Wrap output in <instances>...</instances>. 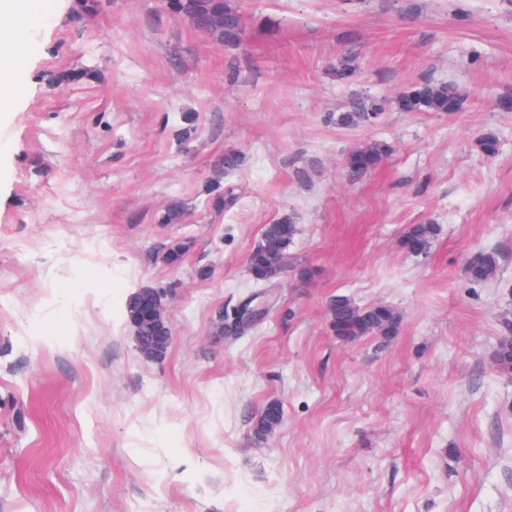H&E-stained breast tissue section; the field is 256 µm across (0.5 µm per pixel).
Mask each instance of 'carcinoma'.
I'll use <instances>...</instances> for the list:
<instances>
[{
    "label": "carcinoma",
    "mask_w": 512,
    "mask_h": 512,
    "mask_svg": "<svg viewBox=\"0 0 512 512\" xmlns=\"http://www.w3.org/2000/svg\"><path fill=\"white\" fill-rule=\"evenodd\" d=\"M164 6L171 12L189 19L196 15L209 14L215 18L224 17V29L213 26H200L204 33H215L220 40L227 43L239 41L243 34V16L238 7L227 0H163ZM464 94L457 88L445 83H421L403 93L395 101L402 112H455L460 109ZM380 115L379 108L373 106L362 112H344L338 117V123L344 126L361 121L372 122ZM384 148L373 145L359 148L349 153L346 159L347 175L358 179L374 169L381 161ZM243 163V156L237 151H226L217 164V177L207 189L208 203L216 211H229L237 204V197L231 191L221 189L223 174L238 169ZM185 205L179 200L172 201L159 217L161 224L179 221L184 214ZM439 227L436 224H410L403 233V246L409 253L421 255L429 250ZM297 234L294 217L285 215L264 227L261 242L251 251L248 258V271L253 282L270 284L280 274L288 270V245ZM187 250L184 242L170 243L162 254V261L171 267L182 262ZM498 255L494 251L483 252L469 261L464 274L473 283H485L493 279L498 270ZM150 288H143L128 299L125 311L132 326H140L144 336H167L169 330L165 325L151 324L146 316ZM331 326L341 340L349 337L381 336L383 338L396 334L400 324V314L385 305L358 306L350 297L337 295L330 299L327 306ZM495 353L498 368L512 373V344H500ZM282 407L272 403L263 408L259 414L254 431L259 435L268 432L269 423L282 419Z\"/></svg>",
    "instance_id": "carcinoma-1"
}]
</instances>
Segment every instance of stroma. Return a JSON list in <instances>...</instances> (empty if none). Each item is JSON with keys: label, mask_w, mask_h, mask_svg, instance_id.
I'll return each instance as SVG.
<instances>
[{"label": "stroma", "mask_w": 512, "mask_h": 512, "mask_svg": "<svg viewBox=\"0 0 512 512\" xmlns=\"http://www.w3.org/2000/svg\"><path fill=\"white\" fill-rule=\"evenodd\" d=\"M233 2L232 45L161 0H98L80 22L79 0H46L19 25L22 91L0 99V512H512V374L493 361L512 318V0ZM426 81L461 108H395ZM372 102L378 122L337 124ZM372 144L381 163L349 180ZM228 150L238 203L218 212ZM174 199L184 219L158 223ZM287 214L293 267L228 339L218 316L254 292L247 258ZM428 222L410 255L405 228ZM486 250L498 273L472 284ZM141 288L166 305L159 360L125 314ZM337 294L392 307L397 334L338 339ZM271 402L281 423L257 436ZM381 145L374 144L349 153L346 159V171L350 179H358L374 169L384 153ZM243 163V156L237 151H226L217 164V177L207 189L208 203L215 211H229L237 204V197L231 191L221 189V177L224 173L238 169ZM438 232L437 224H410L403 233V246L409 253L421 255L429 250ZM498 264L496 252H483L467 263L464 268V274L473 283H485L496 276Z\"/></svg>", "instance_id": "1"}]
</instances>
